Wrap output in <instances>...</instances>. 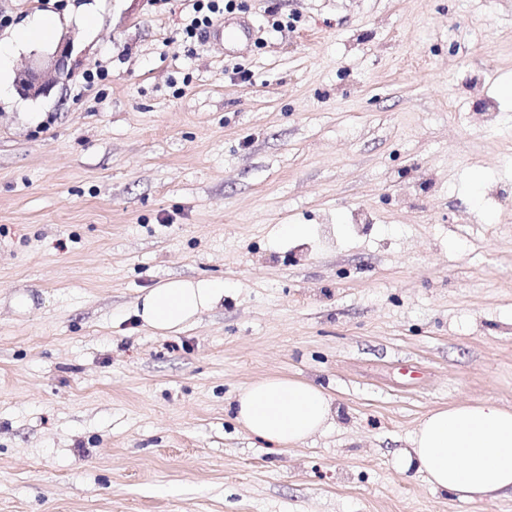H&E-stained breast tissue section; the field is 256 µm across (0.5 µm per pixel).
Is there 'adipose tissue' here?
Here are the masks:
<instances>
[{
    "label": "adipose tissue",
    "instance_id": "adipose-tissue-1",
    "mask_svg": "<svg viewBox=\"0 0 512 512\" xmlns=\"http://www.w3.org/2000/svg\"><path fill=\"white\" fill-rule=\"evenodd\" d=\"M223 298V280L173 278L139 297L136 311L146 326L167 335ZM235 418L249 435L288 449L327 431L334 411L317 385L268 376L237 392ZM400 458L404 470L425 474L432 489L464 501L512 495V408L493 400L435 408L419 420Z\"/></svg>",
    "mask_w": 512,
    "mask_h": 512
}]
</instances>
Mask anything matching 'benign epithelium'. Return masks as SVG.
<instances>
[{
    "instance_id": "1",
    "label": "benign epithelium",
    "mask_w": 512,
    "mask_h": 512,
    "mask_svg": "<svg viewBox=\"0 0 512 512\" xmlns=\"http://www.w3.org/2000/svg\"><path fill=\"white\" fill-rule=\"evenodd\" d=\"M73 41L62 36L55 49L47 54H32V60L16 77V87L25 98L47 96L59 83L70 77L68 69Z\"/></svg>"
}]
</instances>
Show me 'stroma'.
I'll list each match as a JSON object with an SVG mask.
<instances>
[{"label":"stroma","mask_w":512,"mask_h":512,"mask_svg":"<svg viewBox=\"0 0 512 512\" xmlns=\"http://www.w3.org/2000/svg\"><path fill=\"white\" fill-rule=\"evenodd\" d=\"M245 4L231 51L182 42L188 0H0V39L74 36L66 83L0 100V512H512L397 465L431 409L512 406V0ZM199 276L216 308L143 327ZM270 375L333 427L249 436ZM61 27V19L56 14L40 17L31 27L21 29L12 34L11 45H23L28 42H45L52 39ZM220 279L173 278L160 282L138 298L143 323L162 335L179 332L224 299ZM235 418L249 435L288 449L333 424L331 399L317 385L288 376H268L240 389Z\"/></svg>","instance_id":"35a3bbf8"}]
</instances>
